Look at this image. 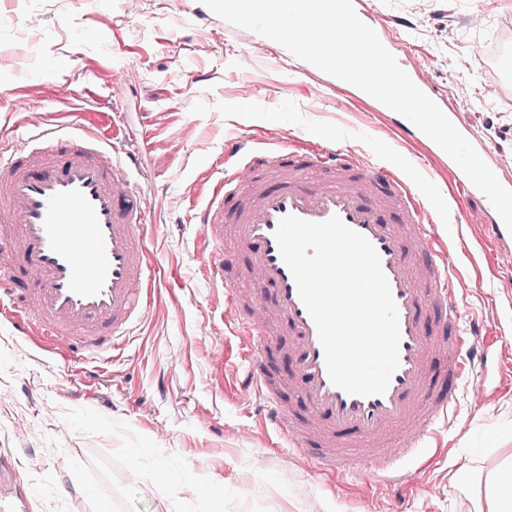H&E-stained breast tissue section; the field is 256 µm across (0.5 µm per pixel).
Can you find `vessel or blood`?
Instances as JSON below:
<instances>
[{
    "label": "vessel or blood",
    "mask_w": 512,
    "mask_h": 512,
    "mask_svg": "<svg viewBox=\"0 0 512 512\" xmlns=\"http://www.w3.org/2000/svg\"><path fill=\"white\" fill-rule=\"evenodd\" d=\"M386 48L388 18L360 11ZM396 130L443 157L409 120ZM26 132L0 143V298L22 339L88 354L129 342L150 312L159 265L148 246L152 199L133 172L138 159L120 154L126 134L79 122L47 127L31 119ZM454 221L468 223L465 205L480 200V236L500 257L512 256V233L456 164H449ZM288 214L321 222L339 216L376 248L399 314V366L380 396H354L334 386L315 323L283 262L274 231ZM200 272L223 298V324L241 340L249 362L246 388L259 398L263 423L296 448H312L314 467L338 482L373 471L379 490L406 481L405 466L438 425L456 417L464 375L486 368L479 327L459 326L460 277L448 265L436 231L437 209L424 202L393 165L278 132L224 147V167L193 215ZM248 253L238 283L224 280V239ZM273 288L272 301L263 291ZM286 328L296 373L266 368L269 322ZM298 393L287 406L282 390Z\"/></svg>",
    "instance_id": "b4317fda"
}]
</instances>
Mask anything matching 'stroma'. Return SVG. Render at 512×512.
Returning a JSON list of instances; mask_svg holds the SVG:
<instances>
[{"label": "stroma", "instance_id": "stroma-1", "mask_svg": "<svg viewBox=\"0 0 512 512\" xmlns=\"http://www.w3.org/2000/svg\"><path fill=\"white\" fill-rule=\"evenodd\" d=\"M479 0H361L393 19L397 51L421 65L512 177V80L483 56L512 45V0H494L481 25ZM199 0H12L0 12V139L24 131L25 99L46 124L84 118L107 126L119 115L134 132L137 180L152 193L158 223L152 249L161 266L155 305L121 349L90 359L24 341L0 312V454L10 461L33 512H464L468 468L512 456V270L499 266L476 228L438 225L448 261L463 279L465 317L484 325L488 369L458 392L455 422L408 465V483L380 497L373 476L337 484L291 451L255 414L242 381L248 362L232 334L208 335L223 303L198 275L196 196L224 161V144L262 138L335 139L374 161L400 163L423 192L447 197L448 168L403 144L390 118L357 109L332 88L308 93L298 59L281 46L250 55L252 33L219 17L201 21ZM41 25L29 31L27 19ZM29 33V84L9 51ZM74 94L60 101L55 81ZM250 102L238 96L241 83ZM498 85L493 98L486 84ZM223 346L216 371L211 351ZM183 473L159 480L160 468Z\"/></svg>", "mask_w": 512, "mask_h": 512}]
</instances>
